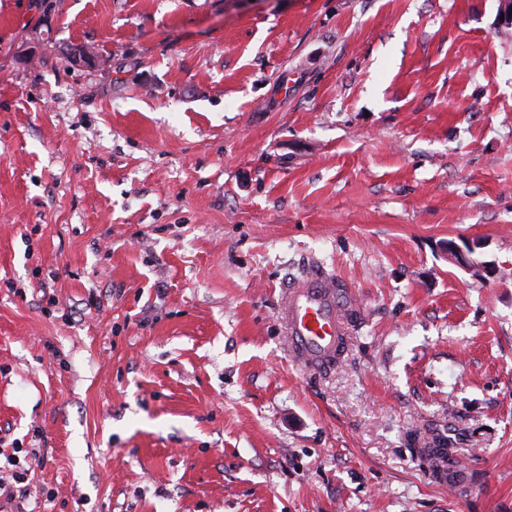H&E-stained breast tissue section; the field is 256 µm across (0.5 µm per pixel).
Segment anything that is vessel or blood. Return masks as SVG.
I'll use <instances>...</instances> for the list:
<instances>
[{
	"instance_id": "vessel-or-blood-1",
	"label": "vessel or blood",
	"mask_w": 512,
	"mask_h": 512,
	"mask_svg": "<svg viewBox=\"0 0 512 512\" xmlns=\"http://www.w3.org/2000/svg\"><path fill=\"white\" fill-rule=\"evenodd\" d=\"M353 306L351 290L322 270L291 282L281 319L292 357L316 371L329 368L349 334Z\"/></svg>"
}]
</instances>
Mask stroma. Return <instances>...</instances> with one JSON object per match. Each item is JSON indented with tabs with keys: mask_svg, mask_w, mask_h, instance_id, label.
<instances>
[{
	"mask_svg": "<svg viewBox=\"0 0 512 512\" xmlns=\"http://www.w3.org/2000/svg\"><path fill=\"white\" fill-rule=\"evenodd\" d=\"M498 13L0 0V449L42 455L13 512H512ZM315 266L357 307L325 372L279 317ZM475 244H478L477 241L472 240L464 241V247L459 246L454 241H448L446 245V251H448V255L453 258V260L461 267L470 270V266L475 267L478 271H484L489 273L490 267L488 264L483 262H477L473 260L471 257L472 253L475 251Z\"/></svg>",
	"mask_w": 512,
	"mask_h": 512,
	"instance_id": "stroma-1",
	"label": "stroma"
}]
</instances>
